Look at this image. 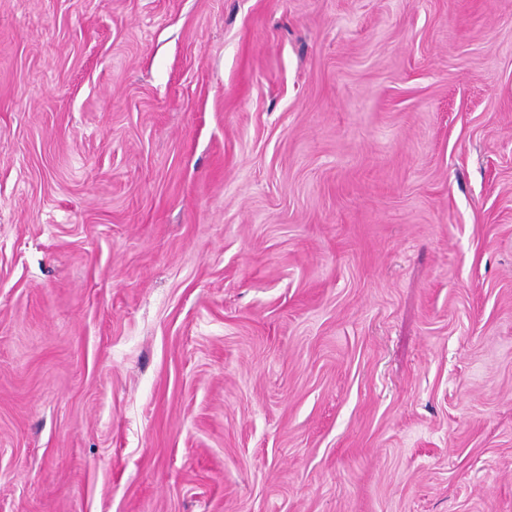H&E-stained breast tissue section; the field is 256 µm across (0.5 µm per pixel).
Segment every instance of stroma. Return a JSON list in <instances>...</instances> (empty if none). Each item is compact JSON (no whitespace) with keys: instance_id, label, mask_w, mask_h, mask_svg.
Here are the masks:
<instances>
[{"instance_id":"1","label":"stroma","mask_w":512,"mask_h":512,"mask_svg":"<svg viewBox=\"0 0 512 512\" xmlns=\"http://www.w3.org/2000/svg\"><path fill=\"white\" fill-rule=\"evenodd\" d=\"M0 512H512V0H0Z\"/></svg>"}]
</instances>
